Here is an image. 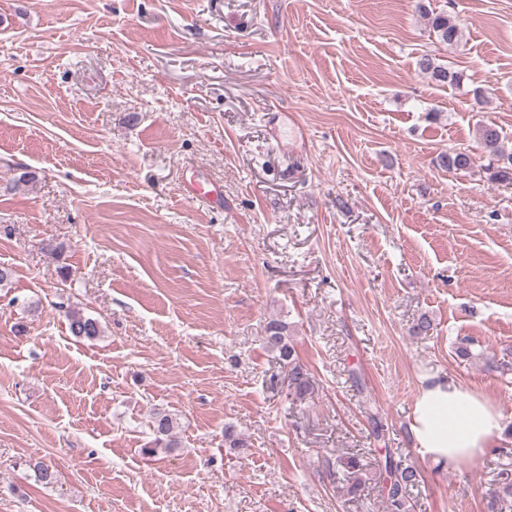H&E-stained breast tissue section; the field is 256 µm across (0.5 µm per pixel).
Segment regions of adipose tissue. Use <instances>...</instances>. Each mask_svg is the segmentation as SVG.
<instances>
[{
	"mask_svg": "<svg viewBox=\"0 0 512 512\" xmlns=\"http://www.w3.org/2000/svg\"><path fill=\"white\" fill-rule=\"evenodd\" d=\"M410 430L423 454L457 466L475 461L500 438L502 415L467 385L426 376L414 402Z\"/></svg>",
	"mask_w": 512,
	"mask_h": 512,
	"instance_id": "obj_1",
	"label": "adipose tissue"
}]
</instances>
